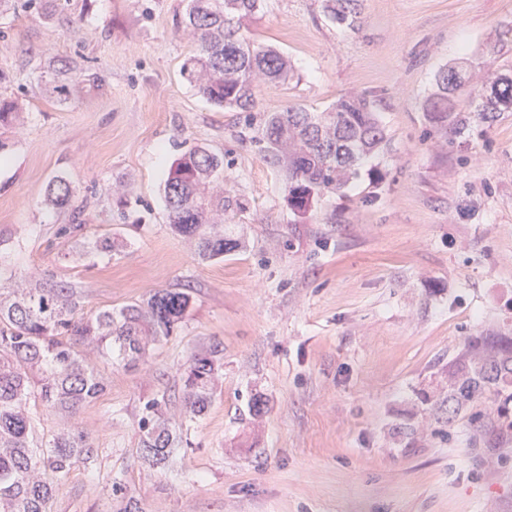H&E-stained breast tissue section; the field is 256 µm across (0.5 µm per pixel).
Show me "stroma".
I'll list each match as a JSON object with an SVG mask.
<instances>
[{
    "label": "stroma",
    "mask_w": 512,
    "mask_h": 512,
    "mask_svg": "<svg viewBox=\"0 0 512 512\" xmlns=\"http://www.w3.org/2000/svg\"><path fill=\"white\" fill-rule=\"evenodd\" d=\"M187 0H60L53 20L0 16V96L24 103L0 125V275L79 287L85 313L120 312L162 289L187 316L137 364L83 352L106 389L72 420L30 399L38 442L70 427L92 446L51 512H512V437L477 418L494 393L448 413V373L467 338L512 337V112L453 134L428 110L440 69L471 87L512 69V0H359L352 28L326 0H262L245 22L294 77L260 85L255 119L219 109L183 73L195 39ZM105 83L45 97L48 58ZM373 97L386 147L306 217L254 140L289 105L321 112ZM205 144L224 157L210 186L245 203L211 221L242 249L203 261L167 223L175 160ZM66 178L83 230L46 205ZM117 235L125 247L75 252ZM219 369L205 414L183 416L190 356ZM266 406L250 409L252 397ZM175 425L171 460L141 457L146 405Z\"/></svg>",
    "instance_id": "stroma-1"
}]
</instances>
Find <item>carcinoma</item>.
Returning <instances> with one entry per match:
<instances>
[{
  "label": "carcinoma",
  "mask_w": 512,
  "mask_h": 512,
  "mask_svg": "<svg viewBox=\"0 0 512 512\" xmlns=\"http://www.w3.org/2000/svg\"><path fill=\"white\" fill-rule=\"evenodd\" d=\"M57 0H0V14L22 11L46 20L53 18ZM260 0H190L182 24L196 37V47L184 64L198 92L213 105L251 113L256 108L254 79L270 84L292 78L288 59L277 50L262 47L242 33L243 20L255 14ZM330 19L353 27L358 22V0H327ZM70 66L55 70L52 93L65 103L71 93ZM468 84L467 77L449 68L436 75L438 92L431 111L454 132L470 127V117L454 109L455 94ZM476 107L482 122L501 112H512V70L495 74L480 90ZM270 163L288 180V204L304 215L324 194L341 192L358 175L362 162L377 155L385 141L384 127L374 101L342 99L324 112L287 106L263 116L258 138ZM224 171V155L196 145L172 165L165 182L168 224L178 234L197 241L203 260H215L241 248L237 240L208 222L214 206L244 209L238 200L212 199L208 185ZM74 189L64 178L48 188L47 203L57 212L72 214L73 232L82 230L83 206L73 201ZM188 294L162 290L147 307L131 306L119 316L110 311L81 312L74 286L44 277L35 283L0 286V512H50L56 484L74 465L91 455L90 443L79 431L61 432L45 447H34L33 418L27 406L32 382L37 397L51 412L72 413L97 399L104 383L82 357L81 348L117 345L132 361H143L150 345L171 335L187 315ZM462 364L448 383V404L459 409L487 390L502 404L487 414L486 427L512 431V337L484 336L467 339ZM213 352L191 355L187 366L183 415L194 419L207 411L209 386L215 373ZM142 457L152 464L168 461L174 438L171 422L146 419L140 428Z\"/></svg>",
  "instance_id": "cac0c4a2"
}]
</instances>
